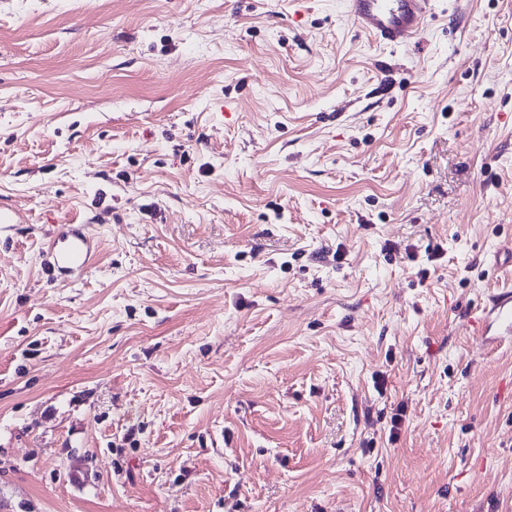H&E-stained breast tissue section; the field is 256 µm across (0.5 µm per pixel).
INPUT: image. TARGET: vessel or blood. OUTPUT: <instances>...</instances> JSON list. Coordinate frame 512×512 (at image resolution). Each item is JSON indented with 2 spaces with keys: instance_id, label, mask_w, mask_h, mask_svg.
Wrapping results in <instances>:
<instances>
[{
  "instance_id": "obj_1",
  "label": "vessel or blood",
  "mask_w": 512,
  "mask_h": 512,
  "mask_svg": "<svg viewBox=\"0 0 512 512\" xmlns=\"http://www.w3.org/2000/svg\"><path fill=\"white\" fill-rule=\"evenodd\" d=\"M432 0H347L348 13L362 34L373 42L398 47L416 38L425 28ZM46 270L79 272L91 257L88 238L73 227H66L60 242L46 252ZM499 323L505 335H512V295L501 294L483 317L474 320L476 334L485 335L488 321Z\"/></svg>"
}]
</instances>
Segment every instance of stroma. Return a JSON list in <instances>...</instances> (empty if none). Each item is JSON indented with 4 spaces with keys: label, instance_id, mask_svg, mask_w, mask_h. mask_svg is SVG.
Listing matches in <instances>:
<instances>
[{
    "label": "stroma",
    "instance_id": "1",
    "mask_svg": "<svg viewBox=\"0 0 512 512\" xmlns=\"http://www.w3.org/2000/svg\"><path fill=\"white\" fill-rule=\"evenodd\" d=\"M1 205L0 512H512V0H0ZM432 0H347L358 31L373 42L398 47L425 28ZM64 244L57 246L52 243L46 251L45 269L54 272H80L85 269L91 257V245L88 238L71 224L59 236ZM510 305L512 307V296L509 292L497 296L492 300L491 306L484 315L477 320H473L471 325L474 332L478 335L485 337L487 334L489 319L499 323L503 336H498L499 339H512V311L509 313Z\"/></svg>",
    "mask_w": 512,
    "mask_h": 512
}]
</instances>
